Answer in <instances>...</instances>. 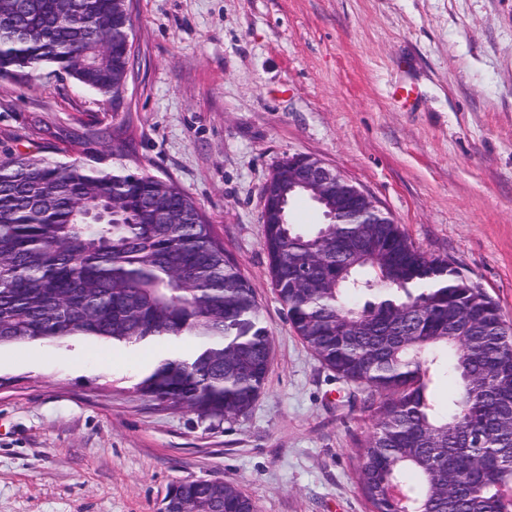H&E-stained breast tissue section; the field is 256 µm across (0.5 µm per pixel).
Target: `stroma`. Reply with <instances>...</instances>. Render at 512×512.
<instances>
[{
	"mask_svg": "<svg viewBox=\"0 0 512 512\" xmlns=\"http://www.w3.org/2000/svg\"><path fill=\"white\" fill-rule=\"evenodd\" d=\"M133 66L113 103L42 66L0 80V158L73 156L171 178L253 285L271 336L262 392L217 425L139 390L159 344L0 347V512H161L221 480L257 512H367L374 418L300 340L272 290L262 187L313 155L448 259L512 323V0H132ZM414 86L404 104L394 85ZM132 144L119 158L95 133Z\"/></svg>",
	"mask_w": 512,
	"mask_h": 512,
	"instance_id": "35a3bbf8",
	"label": "stroma"
}]
</instances>
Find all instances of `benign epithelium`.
Here are the masks:
<instances>
[{"mask_svg":"<svg viewBox=\"0 0 512 512\" xmlns=\"http://www.w3.org/2000/svg\"><path fill=\"white\" fill-rule=\"evenodd\" d=\"M285 180L294 188L308 191L320 203L334 194L349 199V206L343 210L349 224H381L386 217L365 191L325 162L306 154H294L280 161L264 184L261 221H266L271 211L285 210L286 197L280 195V185Z\"/></svg>","mask_w":512,"mask_h":512,"instance_id":"7a95c632","label":"benign epithelium"}]
</instances>
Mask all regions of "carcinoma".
I'll return each instance as SVG.
<instances>
[{
  "label": "carcinoma",
  "instance_id": "carcinoma-1",
  "mask_svg": "<svg viewBox=\"0 0 512 512\" xmlns=\"http://www.w3.org/2000/svg\"><path fill=\"white\" fill-rule=\"evenodd\" d=\"M129 0H0V78L51 65L120 98ZM112 153L131 150L105 130ZM271 284L301 340L369 394L358 484L371 512H512V326L401 225H264ZM89 336L191 348L140 390L211 423L246 414L271 336L254 289L174 181L31 152L0 160V344ZM447 382L448 399L437 390ZM183 512H255L224 483L171 489Z\"/></svg>",
  "mask_w": 512,
  "mask_h": 512
}]
</instances>
